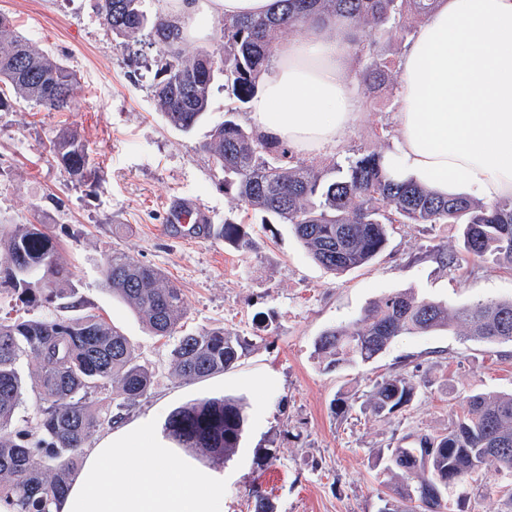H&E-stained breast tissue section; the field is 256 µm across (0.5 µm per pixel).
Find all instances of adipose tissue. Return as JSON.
<instances>
[{
  "mask_svg": "<svg viewBox=\"0 0 512 512\" xmlns=\"http://www.w3.org/2000/svg\"><path fill=\"white\" fill-rule=\"evenodd\" d=\"M275 0H172L184 42L211 21L257 16ZM359 33L311 22L279 44L248 120L302 154L340 145L360 101L350 75ZM398 136L384 157L395 180L486 203L512 197V0H438L400 65ZM151 428L120 429L86 454L57 512H224V480L194 459L168 464Z\"/></svg>",
  "mask_w": 512,
  "mask_h": 512,
  "instance_id": "adipose-tissue-1",
  "label": "adipose tissue"
}]
</instances>
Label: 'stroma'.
I'll use <instances>...</instances> for the list:
<instances>
[{
	"mask_svg": "<svg viewBox=\"0 0 512 512\" xmlns=\"http://www.w3.org/2000/svg\"><path fill=\"white\" fill-rule=\"evenodd\" d=\"M97 3L0 0V13L17 31L80 82L69 111L25 106L0 112V226L51 225L87 310L116 327L154 375L148 394L97 430L89 446L114 429L147 421L156 446L168 448L163 424L171 411L236 397L248 420L240 447L222 467L224 512H253L258 494L274 512H380L395 449L447 434L471 395L512 392V343L445 331L405 335L372 363L329 370L315 351L316 338L389 293L410 292L452 309L510 300L512 271L490 257L463 261L458 270L441 266L434 246L461 250L460 229L448 224L398 225L372 264L341 275L326 271L288 225L262 223L260 214L225 193L222 173L202 148L224 119L222 85H215L209 111L192 132L171 127L152 99L158 48L151 31L142 32L141 56L131 59L101 24ZM361 68L352 59L362 101L358 118L341 145L310 155L309 163L329 168L356 149L392 148L385 130L394 124L399 87H370ZM66 128L80 132L96 184L71 179L46 152ZM176 199L197 204L214 226L242 225L252 248H235L216 235H186L168 221ZM115 249L180 288L185 331L222 328L245 336L251 342L245 356L200 380L175 376L172 341L154 336L104 279ZM394 373L416 384L413 400L396 413L378 417L336 407L337 398L365 397ZM450 498L454 512H512V490L488 472L455 487Z\"/></svg>",
	"mask_w": 512,
	"mask_h": 512,
	"instance_id": "stroma-1",
	"label": "stroma"
}]
</instances>
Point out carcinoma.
<instances>
[{
	"label": "carcinoma",
	"instance_id": "1",
	"mask_svg": "<svg viewBox=\"0 0 512 512\" xmlns=\"http://www.w3.org/2000/svg\"><path fill=\"white\" fill-rule=\"evenodd\" d=\"M438 0H276L264 15L226 19L215 51L188 50L167 21L149 23L142 0H99L102 25L128 46L152 26L159 45V78L152 85L157 111L174 128L191 132L209 108L215 76L196 79L208 54L224 74L230 117L216 125L202 149L224 174V192L235 193L246 210L288 224L317 264L334 274L370 265L385 249L395 224H460L464 252L486 256L512 270V198L475 205L464 196L441 197L413 181L393 180L377 151L356 150L333 172L306 161L287 160L289 150L256 136L231 115L254 97L264 64L279 38L297 32L317 17H334L360 30L388 28L406 36V17L428 14ZM356 55L372 85L393 80L390 61L374 41L361 40ZM193 81L191 94L182 84ZM78 90L76 74L19 35L0 14V112L35 105L48 112L71 109ZM48 152L71 178L95 182L96 172L76 130L58 134ZM224 241L248 248L240 225L224 223ZM104 276L112 293L126 301L161 337H174L175 372L193 381L231 368L249 342L224 329L183 333L186 307L181 289L153 266L112 251ZM0 287L28 307L61 303L41 318L0 315V501L12 512H55L65 495L80 453L90 436L118 418L114 410L147 395L153 372L137 363L132 348L102 317L83 311L75 299L72 273L47 224H14L0 232ZM464 329V335L488 342H512V300L486 301L451 310L407 292L384 295L357 320L324 331L315 350L326 367L370 363L402 335ZM37 365L33 388L41 403L34 433L12 430L23 400L22 360ZM112 387V398L100 396ZM412 379L396 373L375 383L366 407L380 417L412 400ZM247 416L232 398L193 402L172 411L164 432L180 448L230 460L239 447ZM422 460L400 448L393 464L400 470L393 499L381 512H444L448 479L463 483L486 470L512 475V394L475 395L448 434L419 440ZM416 484L405 483L409 477Z\"/></svg>",
	"mask_w": 512,
	"mask_h": 512
}]
</instances>
